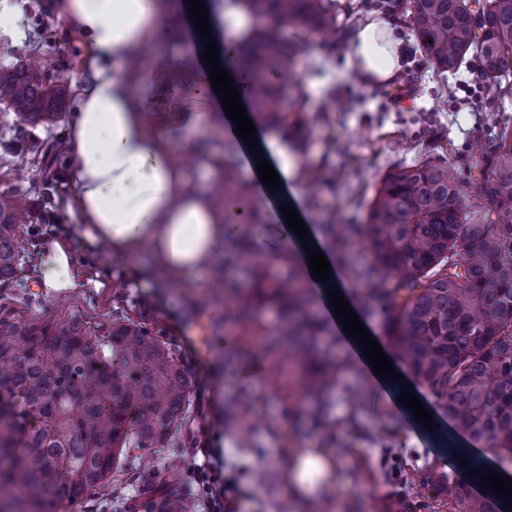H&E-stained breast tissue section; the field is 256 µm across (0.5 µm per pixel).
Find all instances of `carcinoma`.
Masks as SVG:
<instances>
[{
	"label": "carcinoma",
	"mask_w": 512,
	"mask_h": 512,
	"mask_svg": "<svg viewBox=\"0 0 512 512\" xmlns=\"http://www.w3.org/2000/svg\"><path fill=\"white\" fill-rule=\"evenodd\" d=\"M261 25L244 35L237 60L250 77L258 118L285 123L270 82L295 43L284 28L336 31V0H225ZM405 19L423 55L440 74H454L469 55L500 95L512 90V0H403ZM49 68L0 71V100L23 122L45 120L64 90ZM493 152L481 164L480 193L490 208L469 216L465 187L444 156L388 173L363 225L365 247L384 272L375 288L386 307L392 353L436 400L454 430L495 448L512 466V125L496 128ZM234 162L224 159V209L241 194ZM21 195L0 200V283L21 260L16 211ZM252 209L228 237V257L250 249ZM288 335L300 346L295 384L325 391L337 368L303 370L321 329L292 322L309 298L295 279L277 289ZM189 383L169 348L140 324L115 321L104 334L0 318V512H56L107 479L130 448L166 444L185 412ZM451 512H507L492 492L474 495L449 472L426 477ZM178 499L148 500L144 512H186Z\"/></svg>",
	"instance_id": "obj_1"
}]
</instances>
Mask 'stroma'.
<instances>
[{
	"instance_id": "obj_1",
	"label": "stroma",
	"mask_w": 512,
	"mask_h": 512,
	"mask_svg": "<svg viewBox=\"0 0 512 512\" xmlns=\"http://www.w3.org/2000/svg\"><path fill=\"white\" fill-rule=\"evenodd\" d=\"M25 37L0 35V67L40 64L52 59L65 77L66 96L46 122L20 121L0 102V195L23 192L28 208L18 221L21 262L13 281L0 283V317L65 326L74 321L105 331L112 321L143 322L170 348L189 381L188 407L160 448L129 449L118 469L78 504L59 512H111L118 502L177 495L202 512L191 475L190 438L208 429L220 451L237 512H448L442 496L414 485L411 475L428 463L455 470L456 438L447 416L421 429L409 422L355 364L348 346L325 324L315 351L341 366L335 386L323 396L289 394L271 383L276 363L288 352L278 307L260 294L255 270L264 267L278 285L300 277L296 260L272 255L271 244H254L245 264H219L207 277L171 282L149 262L113 261L85 235L73 216L75 184L69 154L60 152L76 110L84 77L85 49L79 35L65 29L57 0H9ZM336 39L310 33L283 77L289 120L304 119L306 145L296 157L301 173L319 180L303 186V209L320 227L328 250L336 244L331 224L349 225L348 251L362 266L371 259L358 233L367 206L387 173L424 159L446 156L454 176L467 186L472 211L485 209L477 184L483 153L492 148L495 120L512 118V97L495 99L479 76L477 59H468L452 78L437 74L415 47L405 22L401 47L405 61L391 81H364L347 68L352 33L379 17L368 0H336ZM158 51L173 60V75L160 93V109L208 111L210 89L194 77L195 62L185 59L178 38L161 33ZM174 141L193 155L185 169L191 186L213 193L221 176L208 162L223 155L224 131L175 128ZM72 255L74 287L44 288L40 263L52 244ZM248 308L262 327L264 342L249 339L242 326L214 319L215 308ZM253 412L247 421L230 419L241 401ZM290 451H282L283 441ZM341 448L331 490L308 493L295 482L292 454L313 448Z\"/></svg>"
}]
</instances>
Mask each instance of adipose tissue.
<instances>
[{"label":"adipose tissue","instance_id":"1","mask_svg":"<svg viewBox=\"0 0 512 512\" xmlns=\"http://www.w3.org/2000/svg\"><path fill=\"white\" fill-rule=\"evenodd\" d=\"M206 7L211 35L222 46L221 65L242 84L235 65L239 14L225 12L224 0H208ZM58 17L81 35L92 73L78 91L69 131L77 222L112 254L133 261L148 254L168 280L207 272L224 252L225 212L191 188L155 112L151 92L171 61L157 53L143 63L128 58L153 43L162 19L182 28L184 6L175 0H58ZM397 46L388 23L368 20L350 43L348 63L368 80L389 81L399 68ZM261 147L274 156L282 184L272 191L253 180L251 196L270 202L266 214L279 254L291 251L306 263L307 248L321 246V236L301 243L281 213L283 205L300 203L298 163L283 146L265 141Z\"/></svg>","mask_w":512,"mask_h":512}]
</instances>
